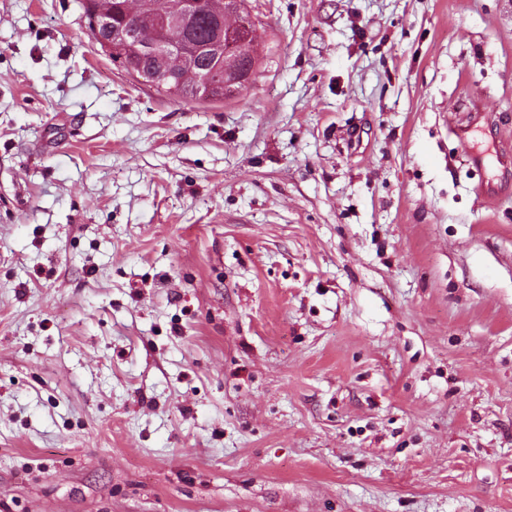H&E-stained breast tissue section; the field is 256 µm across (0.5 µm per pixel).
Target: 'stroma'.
Wrapping results in <instances>:
<instances>
[{"instance_id": "1", "label": "stroma", "mask_w": 512, "mask_h": 512, "mask_svg": "<svg viewBox=\"0 0 512 512\" xmlns=\"http://www.w3.org/2000/svg\"><path fill=\"white\" fill-rule=\"evenodd\" d=\"M247 8L188 104L0 0V512H512V0ZM250 37L251 34L247 32L244 36L238 38L237 41L230 43V47L242 57L234 62H228L225 65L224 76L202 84L199 92L196 91L197 81L193 77H190L187 85L181 86L172 73L167 76L172 71L168 65L163 66L154 59L141 57L137 48L132 44L122 45L116 56L112 52H106L100 47L113 62L121 59L120 64L125 70L131 73L129 69H132L135 75L143 78L145 82L155 85L161 91L178 96L185 101H223L235 91L245 88L247 84L256 82L259 77L256 58L252 54L253 44L250 47L249 57H243ZM246 71L249 73V76L244 81H241Z\"/></svg>"}]
</instances>
